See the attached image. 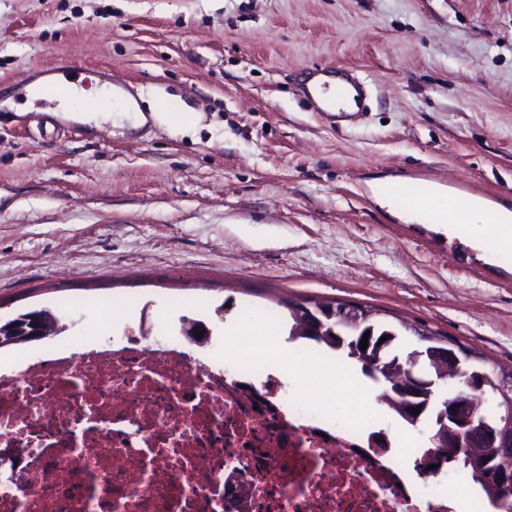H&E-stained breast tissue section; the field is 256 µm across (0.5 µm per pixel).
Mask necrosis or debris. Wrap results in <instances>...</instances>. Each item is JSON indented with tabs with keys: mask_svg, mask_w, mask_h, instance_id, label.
<instances>
[{
	"mask_svg": "<svg viewBox=\"0 0 512 512\" xmlns=\"http://www.w3.org/2000/svg\"><path fill=\"white\" fill-rule=\"evenodd\" d=\"M120 326L119 343L95 334ZM95 334L20 347L0 364V512H453L399 462L403 437L374 449L358 413L339 423L283 391L295 366L253 340L155 345L122 307ZM235 358L227 372L225 354Z\"/></svg>",
	"mask_w": 512,
	"mask_h": 512,
	"instance_id": "1",
	"label": "necrosis or debris"
}]
</instances>
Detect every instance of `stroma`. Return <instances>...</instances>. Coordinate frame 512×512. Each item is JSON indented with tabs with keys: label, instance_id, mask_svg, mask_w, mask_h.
Returning <instances> with one entry per match:
<instances>
[{
	"label": "stroma",
	"instance_id": "stroma-1",
	"mask_svg": "<svg viewBox=\"0 0 512 512\" xmlns=\"http://www.w3.org/2000/svg\"><path fill=\"white\" fill-rule=\"evenodd\" d=\"M57 66L131 88L147 122L95 129L12 94ZM313 67L369 85L361 122L311 110ZM173 100L193 129L168 120ZM420 170L512 208V0H0L1 319L47 309L81 328L118 305L155 343L186 315L220 348L260 309L271 352L279 299L338 300L511 371L512 251L373 195ZM332 361L357 389L331 413L381 418L378 384Z\"/></svg>",
	"mask_w": 512,
	"mask_h": 512
}]
</instances>
